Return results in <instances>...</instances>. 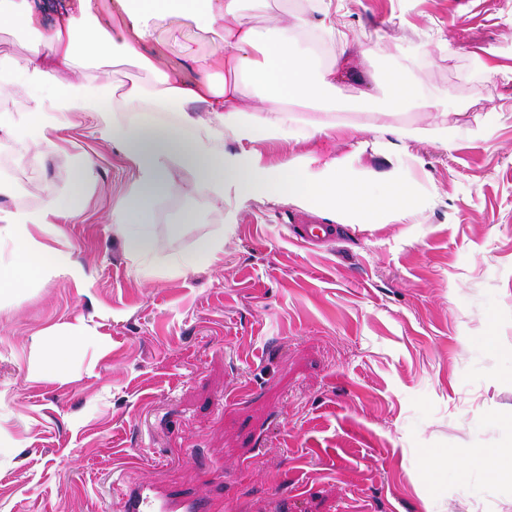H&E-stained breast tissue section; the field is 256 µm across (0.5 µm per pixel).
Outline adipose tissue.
<instances>
[{"label": "adipose tissue", "mask_w": 512, "mask_h": 512, "mask_svg": "<svg viewBox=\"0 0 512 512\" xmlns=\"http://www.w3.org/2000/svg\"><path fill=\"white\" fill-rule=\"evenodd\" d=\"M80 15L59 18L43 28L30 0H0V23L26 35V52L0 57V94L15 85L28 91L25 112L0 118V133L19 152L58 148L57 116L92 115L97 133L118 147L134 168L131 192L137 213L113 210V228L134 262L158 248L152 225L143 220L157 196L171 191V167L192 168L208 189L224 199V219L234 223L252 202L269 200L317 214H333L340 224H408L425 207L409 175L415 158L406 141L427 140L445 149L455 142L444 126L396 122L416 100V87L401 73L387 84L384 105L370 109L365 123L335 122L331 102L340 58L321 63L316 42L335 41L341 14L336 0H306V10L292 24L261 29L254 16L269 0H118L128 24L116 32L100 23L93 0H79ZM193 14L204 28L224 24L223 65L198 67L194 80H176L158 68L150 50L158 21L177 13ZM117 60L147 70L151 79L116 95L109 83L78 78V71ZM258 93L256 105L243 103L242 88ZM420 103V102H417ZM427 112H447L446 98L420 103ZM292 112H316L303 126L289 124ZM374 148L392 158L393 172L384 183L360 165L365 135ZM313 137L353 142L343 154L299 151L272 160L264 142L297 143ZM90 163L72 166L66 175L71 191L59 196L46 188L35 209L0 208V301L11 299L32 277L64 274L75 284L86 271L72 251L50 246L39 236L81 211V195L92 179ZM86 328L58 329L45 339V370L66 376L72 357L93 340Z\"/></svg>", "instance_id": "adipose-tissue-1"}]
</instances>
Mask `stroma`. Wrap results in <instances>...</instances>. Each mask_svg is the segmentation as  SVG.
<instances>
[{
	"instance_id": "1",
	"label": "stroma",
	"mask_w": 512,
	"mask_h": 512,
	"mask_svg": "<svg viewBox=\"0 0 512 512\" xmlns=\"http://www.w3.org/2000/svg\"><path fill=\"white\" fill-rule=\"evenodd\" d=\"M345 10L337 118L362 121L395 70L469 106L404 115L459 130L446 151L410 145L434 194L414 223L303 243L320 216L255 202L225 223L223 198L177 165L150 216L161 249L137 265L112 229L132 168L87 115L59 114L48 154L0 134L2 209L39 207L80 160L94 171L58 227L85 284L52 275L0 305V512H116L125 475L200 493L223 480L239 512L276 495L287 512H512V481L470 463L512 453V0ZM376 35L382 52L362 54ZM153 45L188 79L222 40L170 16ZM213 237L212 263L176 266ZM61 325L95 333L63 379L37 344Z\"/></svg>"
}]
</instances>
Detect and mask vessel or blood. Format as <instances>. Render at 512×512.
<instances>
[{
	"mask_svg": "<svg viewBox=\"0 0 512 512\" xmlns=\"http://www.w3.org/2000/svg\"><path fill=\"white\" fill-rule=\"evenodd\" d=\"M119 512H212V507L200 496L127 482L119 494Z\"/></svg>",
	"mask_w": 512,
	"mask_h": 512,
	"instance_id": "b4317fda",
	"label": "vessel or blood"
}]
</instances>
